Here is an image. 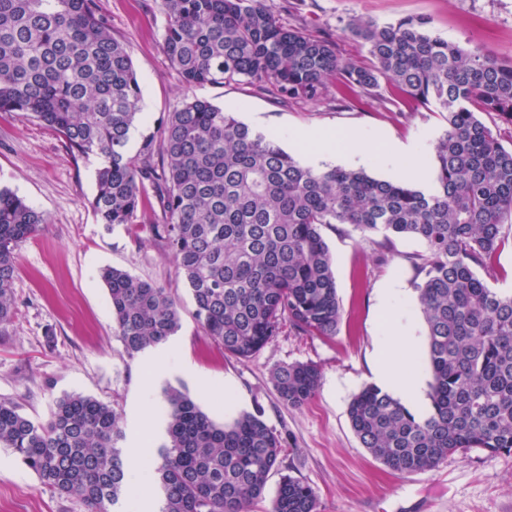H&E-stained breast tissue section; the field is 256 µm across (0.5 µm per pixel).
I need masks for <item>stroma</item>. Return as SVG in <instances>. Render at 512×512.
<instances>
[{"label":"stroma","instance_id":"stroma-1","mask_svg":"<svg viewBox=\"0 0 512 512\" xmlns=\"http://www.w3.org/2000/svg\"><path fill=\"white\" fill-rule=\"evenodd\" d=\"M285 23L307 34L331 36L339 55H369L348 27L353 20L379 23L425 19L433 34L466 48L512 59V0H265ZM114 36L124 42L136 71L144 121L141 135L156 132L185 97L211 101L254 130L275 138L307 161L311 148L293 135L317 130L336 138L351 132L379 135L431 159L445 129L434 107H412L388 89L349 97L338 80L319 99L284 101L269 83L244 81L184 89L164 51L166 16L161 0H98ZM96 157H76L57 134L16 113H0V185L23 196L48 224L19 251L12 285L15 314L0 335V401L47 421L56 400L82 393L119 402L122 426L132 430L140 414L162 417L167 387L186 389L220 424L240 414L261 415L285 441L280 464L265 496L251 512H270L281 475L308 484L317 512H512V454L458 452L428 471L399 474L372 457L351 429L352 398L374 384L375 358L383 334L378 308L382 282L398 276L412 283L414 261L425 254L418 239L366 236L347 224L323 226L343 318L325 339L282 327L252 358L225 355L197 321L195 305L179 275L153 240L148 226L160 210L146 208L138 223H99L91 200ZM116 267L170 289L180 312L174 336L158 345L157 375L144 377V358H128L114 334L102 269ZM308 362L321 372L314 398L295 408L282 402L271 382L276 367ZM0 512H88L80 500L41 483L10 449L0 447Z\"/></svg>","mask_w":512,"mask_h":512}]
</instances>
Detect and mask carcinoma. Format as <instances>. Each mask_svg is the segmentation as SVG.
Listing matches in <instances>:
<instances>
[{
  "label": "carcinoma",
  "mask_w": 512,
  "mask_h": 512,
  "mask_svg": "<svg viewBox=\"0 0 512 512\" xmlns=\"http://www.w3.org/2000/svg\"><path fill=\"white\" fill-rule=\"evenodd\" d=\"M164 49L187 88L271 82L287 101L320 98L340 76L349 90L380 81L447 123L434 147V179L420 188L364 170L302 164L273 138L210 101L170 112L160 138L130 133L141 91L125 45L97 0H0V113L30 116L73 155L101 160L91 206L101 224H133L153 188L161 221L154 240L182 274L195 316L224 353L248 360L288 325L331 338L342 322L332 257L321 227L423 241L413 287L427 327L431 410H409L381 388H363L348 417L362 447L390 470L434 468L457 452L512 453V294L475 268L493 269L502 225L512 217V148L479 117L512 126V61L465 49L429 32L424 19L354 20L349 32L371 64L342 59L329 36L283 25L263 0H162ZM46 215L0 188V332L14 316L18 250ZM115 336L133 358L179 328L165 288L108 267ZM279 398L307 404L320 384L312 363L278 366ZM166 439L142 470L162 494L158 512H251L279 466L281 436L258 415L218 424L190 394L164 392ZM121 409L90 395L60 397L36 423L0 402V447L38 478L110 512L137 498L123 458ZM270 512H317L309 485L284 476Z\"/></svg>",
  "instance_id": "carcinoma-1"
}]
</instances>
